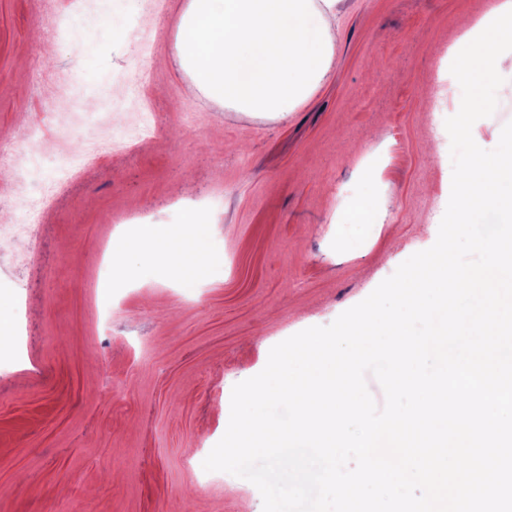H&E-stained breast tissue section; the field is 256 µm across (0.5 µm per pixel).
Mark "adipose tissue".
Instances as JSON below:
<instances>
[{"mask_svg": "<svg viewBox=\"0 0 512 512\" xmlns=\"http://www.w3.org/2000/svg\"><path fill=\"white\" fill-rule=\"evenodd\" d=\"M339 0H174V50L186 96L203 94L246 117L282 118L327 79ZM210 225L189 215L178 229L140 224L145 260L184 284L211 278Z\"/></svg>", "mask_w": 512, "mask_h": 512, "instance_id": "adipose-tissue-1", "label": "adipose tissue"}]
</instances>
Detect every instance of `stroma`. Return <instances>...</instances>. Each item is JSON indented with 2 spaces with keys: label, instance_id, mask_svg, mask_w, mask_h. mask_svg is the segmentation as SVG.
<instances>
[{
  "label": "stroma",
  "instance_id": "stroma-1",
  "mask_svg": "<svg viewBox=\"0 0 512 512\" xmlns=\"http://www.w3.org/2000/svg\"><path fill=\"white\" fill-rule=\"evenodd\" d=\"M153 2L89 19L79 0H0V211L16 191L43 201L34 245L0 235V512H240L245 497L263 512L251 482L203 468L232 389L435 243L420 228L451 193L442 93L462 95L448 48L500 0H341L328 80L288 118L250 121L184 101L176 17ZM145 109L152 149L108 146ZM365 191L377 223H342ZM192 211L216 221L217 275L189 288L141 260L130 217L176 227Z\"/></svg>",
  "mask_w": 512,
  "mask_h": 512
}]
</instances>
